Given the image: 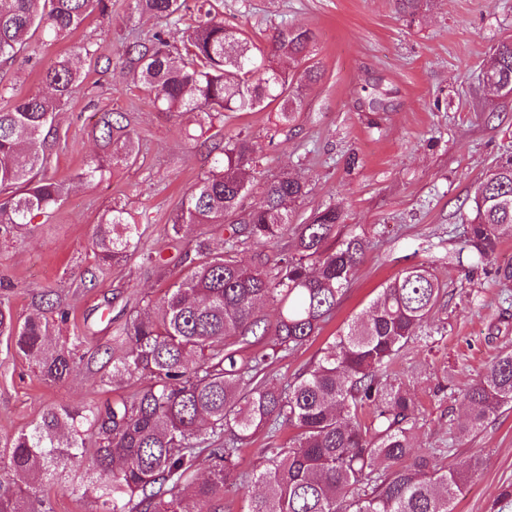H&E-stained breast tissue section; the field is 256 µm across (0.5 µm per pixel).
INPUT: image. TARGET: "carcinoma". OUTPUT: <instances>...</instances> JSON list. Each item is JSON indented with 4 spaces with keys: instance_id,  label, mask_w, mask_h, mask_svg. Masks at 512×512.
I'll return each instance as SVG.
<instances>
[{
    "instance_id": "cac0c4a2",
    "label": "carcinoma",
    "mask_w": 512,
    "mask_h": 512,
    "mask_svg": "<svg viewBox=\"0 0 512 512\" xmlns=\"http://www.w3.org/2000/svg\"><path fill=\"white\" fill-rule=\"evenodd\" d=\"M133 11L177 25L186 0H132ZM106 0H0V63L28 49L33 38L51 43L81 27ZM198 20L173 46L162 29L145 42L125 46L141 91L167 112L205 115L209 128L224 127V113L279 106L278 121L294 112L298 85L318 79L305 69L297 78L281 61L302 58L313 40L307 28H283L274 54L253 52L240 31L224 23L217 5H199ZM504 93H512V40L503 41L486 72ZM47 94L14 97L0 78V239H7L48 213L69 193L71 182L49 174L48 134L57 112L83 82L71 59L62 57L42 73ZM99 139L112 147V163L133 164L134 133L123 116L107 114ZM212 166L185 196L166 237L180 243L202 224H222L244 200L242 226L231 227L227 250L211 249L201 232L192 240L195 258L187 273L163 297L113 329L111 365L100 383L135 386L129 395L77 407L60 405L10 438L0 463L10 471L0 482V512H51L29 479L43 474L68 482L73 467L93 474L83 494H92L99 512H223L224 484L234 474L241 448L263 432L264 465L253 475L260 492L250 512H454V502L469 475L480 467L474 457L455 467L437 463L434 454H416L413 434L418 402L388 370L411 344L427 341L425 325L441 299V285L424 265H413L382 288L365 317H358L287 384L260 377L279 358L317 336L336 311L353 270L368 243L350 235L332 249L328 240L343 221L328 206L294 228V252L267 265L263 248L278 241L290 224L292 203L306 195V182L284 171L259 178L251 142L230 136L210 147ZM106 168L91 162L73 179L91 182ZM473 217L464 231L461 263L495 254L504 235L512 236V159L481 182ZM259 248L246 263L233 256L240 237ZM139 254L157 264L160 255L140 248L139 227L117 204L102 216L93 237L98 266H115ZM275 305L269 321L259 304ZM67 312L54 301L34 305L22 320L0 298V336L31 357L44 381L69 376L84 358L81 337L51 344L54 319ZM272 342L251 356L248 348ZM459 394L469 414L456 436L478 433L498 411L512 406V350L498 353L488 372L463 385ZM294 430L288 442L275 438ZM206 455V477L197 475Z\"/></svg>"
}]
</instances>
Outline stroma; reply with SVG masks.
<instances>
[{"mask_svg": "<svg viewBox=\"0 0 512 512\" xmlns=\"http://www.w3.org/2000/svg\"><path fill=\"white\" fill-rule=\"evenodd\" d=\"M106 14L33 57L6 67L16 96L43 91L41 72L89 41L95 58L82 64L83 83L62 107L50 141L51 174L71 183L49 216L0 240V296L24 318L41 294L58 298L66 323L50 330L58 343L94 324L91 349L112 345V323L137 309L142 297H161L185 266V246H172L166 228L181 202L208 172L200 114L162 111L138 88L123 46L166 29L173 44L184 26L135 17L131 0H108ZM226 24L244 32L264 53L278 29L311 28L314 41L301 61L317 68L303 84L298 108L285 125L271 109L236 112L228 135L246 136L260 158L262 176L290 171L305 178L306 196L290 207L303 223L313 210L343 212L337 238L363 236L368 248L340 305L313 342L284 353L266 377L284 381L354 317L367 312L380 289L413 264L428 266L445 292L429 321L427 342L415 344L391 366L420 402L417 452L441 464L481 457L456 502L455 512H496L512 485V408L502 409L466 439L455 436L465 405L456 389L485 373L496 355L512 348V280L499 268L512 264V237L482 265L457 264L463 226L478 186L512 157V96L487 84L484 71L498 45L512 39V0H219ZM126 115L140 144L135 164L113 166L100 182L74 181L75 172L103 156L95 138L103 112ZM144 230L145 248L160 251L161 267L132 258L99 268L92 251L96 224L114 203ZM98 364L80 365L67 379L47 383L28 357L0 336V446L28 430L46 409L110 399ZM264 439L241 453L240 479L225 486L224 512H248L252 474L262 463Z\"/></svg>", "mask_w": 512, "mask_h": 512, "instance_id": "obj_1", "label": "stroma"}]
</instances>
